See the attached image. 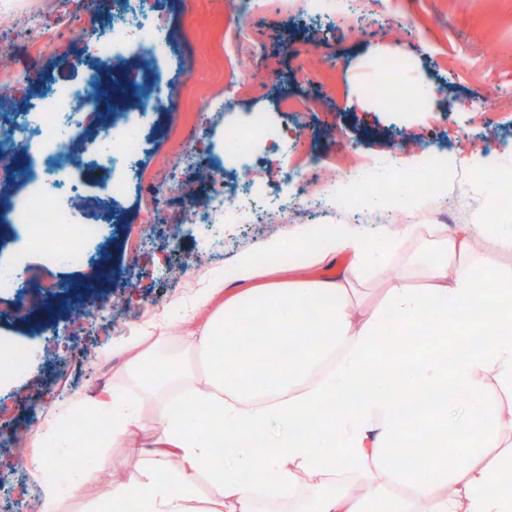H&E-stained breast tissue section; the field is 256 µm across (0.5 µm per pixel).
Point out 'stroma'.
Masks as SVG:
<instances>
[{"label": "stroma", "mask_w": 512, "mask_h": 512, "mask_svg": "<svg viewBox=\"0 0 512 512\" xmlns=\"http://www.w3.org/2000/svg\"><path fill=\"white\" fill-rule=\"evenodd\" d=\"M19 2L38 18L35 27L12 34L7 44L14 81L37 90L80 83L84 71L69 61L78 46L57 45L37 61L28 58L39 27L57 22L56 0ZM159 7L167 18L168 75L180 96L175 107L152 117V147L141 167L163 181L173 163H181L188 187L209 192V169L201 160L181 157L185 137L201 131L218 136L225 126L246 123L250 113H268L288 146L256 150L247 169L263 185L256 208L267 215L287 211L288 221L194 224L174 211L143 227L139 209L149 186L139 183L103 215L75 211V223L101 225L82 267L49 263L39 251L19 246L17 235L0 234V258L17 275L39 268L77 284L75 291L45 296L32 309L25 306L24 290H0V340L34 351L15 375L0 379V434L22 436L27 444L21 454L0 444V512H41L42 486L30 474L34 436L50 434L57 420L77 412L79 402L106 392L134 402L139 425L126 447H97L84 455L95 476L85 480L72 470L68 484L58 489L59 512H97L108 503L112 490L98 482L100 473L110 471L125 481L140 475L160 436L157 410L170 397H152L134 385L135 357L122 343L146 337L159 353L180 358L189 386L204 385L197 338L210 314L192 312L194 295L212 278L234 279L240 252L260 251L289 227L347 219L336 206L354 195L346 180L326 182L316 192L317 203L295 211L291 205L300 188L282 178L283 168L302 171L314 158L341 172L370 157H419L431 146H447L448 184L437 194L416 192L410 221L438 224L441 236L453 242L482 237L489 221L487 192L475 185L473 163L497 158L512 165V0H368L371 31L365 35L350 30L344 12L321 15L310 0H292L286 11L267 8L244 22L253 49L244 67L224 57V32L241 23L227 0H160ZM390 8L399 23L386 21ZM478 48L491 58L492 68L474 67L471 56ZM393 50L403 56L402 80L430 82L439 90L435 101L384 108L378 89ZM227 85L241 88L232 107L207 109L209 96ZM488 99L493 109L482 111ZM444 206L456 211L452 223L436 221ZM421 252L420 239H407L390 260L387 276L359 284L353 305L358 319L381 305L395 280L411 288L429 286L423 271L408 262Z\"/></svg>", "instance_id": "obj_1"}]
</instances>
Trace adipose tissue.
I'll return each instance as SVG.
<instances>
[{"mask_svg": "<svg viewBox=\"0 0 512 512\" xmlns=\"http://www.w3.org/2000/svg\"><path fill=\"white\" fill-rule=\"evenodd\" d=\"M422 239L431 287L393 284L361 323L350 308L355 283L374 276L366 255L389 259L401 235L295 229L263 256L240 255L235 281L210 280L193 302L224 297L201 338L207 386L185 388L183 364L155 355L134 367L145 389L184 391L157 414L145 471L113 485L111 512H194L203 477L217 489L206 512H512V268L466 240ZM288 248L313 266L351 262L327 279L275 281ZM246 324L263 338H243ZM90 407L111 413L106 441L124 447L135 404L112 394ZM420 442L427 454L402 462L398 449Z\"/></svg>", "mask_w": 512, "mask_h": 512, "instance_id": "ef3b65f1", "label": "adipose tissue"}]
</instances>
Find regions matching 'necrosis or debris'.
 <instances>
[{
	"label": "necrosis or debris",
	"instance_id": "necrosis-or-debris-1",
	"mask_svg": "<svg viewBox=\"0 0 512 512\" xmlns=\"http://www.w3.org/2000/svg\"><path fill=\"white\" fill-rule=\"evenodd\" d=\"M155 0H116L117 8L112 24L99 30L97 18L85 16L79 21L59 17L55 27L44 33L47 42H78L82 53L79 62L86 70L77 86H57L43 91L31 102L28 113H0V165H6L23 153L25 146L41 148L43 174L28 172L24 188L9 209L12 224L34 226L31 245L48 261L64 259L77 267L85 261L86 243L97 237L95 224H76L72 221L74 206H94V199L67 187V171L85 157L96 156L107 166L112 178L107 184L106 201H121L132 178H144L139 160L149 143L141 128L146 113L173 104L178 91L160 69L167 43V19L156 10ZM134 52L139 64L134 67V78L128 89L134 94L132 109L118 108L101 111L97 88L101 79V65L113 61L126 52ZM225 135L236 136L241 147L229 150L207 149L210 166L219 172V181L208 195L200 196L185 189L179 174L155 188L146 206L140 211L144 224L156 223L168 206H179L196 224H259L263 218L247 209L243 198L249 194L252 182L242 165L245 152L258 149L271 136L268 115L255 112L247 125L229 126ZM389 169L390 177L409 181L414 169L392 164L381 158L377 165L358 171H347L345 177L357 191L374 190L387 199L375 221L379 224H398L411 214L410 205L387 185L382 169Z\"/></svg>",
	"mask_w": 512,
	"mask_h": 512
}]
</instances>
